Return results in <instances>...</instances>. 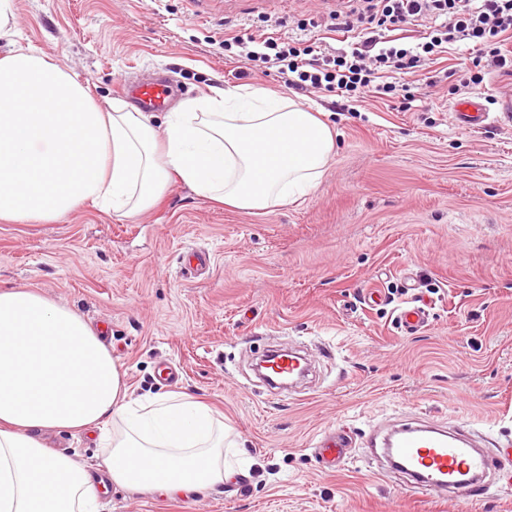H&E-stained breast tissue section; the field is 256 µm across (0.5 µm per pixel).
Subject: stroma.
I'll return each instance as SVG.
<instances>
[{"label": "stroma", "instance_id": "35a3bbf8", "mask_svg": "<svg viewBox=\"0 0 512 512\" xmlns=\"http://www.w3.org/2000/svg\"><path fill=\"white\" fill-rule=\"evenodd\" d=\"M17 40L87 83L100 102L119 80L165 77L176 101L241 86L287 90L275 69L226 56L255 29L339 48L334 0H14ZM410 109L370 98L297 96L321 113L335 149L318 185L259 212L181 182L128 218L81 206L50 223L0 222V289L21 287L75 310L106 342L133 397L175 390L233 429L246 461L224 486L169 496L108 486L101 512H512V488L457 502L408 488L361 461L327 473L313 448L333 425L368 431L421 415L512 439V122L465 130L457 95L409 79ZM412 276L414 290L404 287ZM379 300H370L371 291ZM431 303L407 334L396 316ZM303 341L313 381L256 393L252 362L269 341ZM182 379L168 386L162 364ZM50 450L105 476L93 438L47 430Z\"/></svg>", "mask_w": 512, "mask_h": 512}]
</instances>
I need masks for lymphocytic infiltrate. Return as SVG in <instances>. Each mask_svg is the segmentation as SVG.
<instances>
[{
    "label": "lymphocytic infiltrate",
    "mask_w": 512,
    "mask_h": 512,
    "mask_svg": "<svg viewBox=\"0 0 512 512\" xmlns=\"http://www.w3.org/2000/svg\"><path fill=\"white\" fill-rule=\"evenodd\" d=\"M330 18L348 47L329 52L315 41L260 29L225 38L224 47L246 46V60L276 69L295 93H336L339 112L358 99L399 98L395 75L419 74L451 53L472 58L470 68L445 72L455 92L479 89L489 71L512 75V56L500 48L503 36L512 34V0H337ZM419 26L423 35L403 40V31ZM381 74L389 82L377 83Z\"/></svg>",
    "instance_id": "1"
}]
</instances>
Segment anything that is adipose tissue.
<instances>
[{"label": "adipose tissue", "mask_w": 512, "mask_h": 512, "mask_svg": "<svg viewBox=\"0 0 512 512\" xmlns=\"http://www.w3.org/2000/svg\"><path fill=\"white\" fill-rule=\"evenodd\" d=\"M331 128L292 100L216 89L152 117L102 104L51 57L14 43L0 54V220L54 222L89 203L118 216L153 207L171 181L238 209L297 201L323 173ZM105 444L112 484L179 493L224 483L223 421L173 392L129 395L100 333L69 308L0 290V512H99L85 466L33 432Z\"/></svg>", "instance_id": "obj_1"}]
</instances>
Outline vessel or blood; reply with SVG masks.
<instances>
[{
	"label": "vessel or blood",
	"mask_w": 512,
	"mask_h": 512,
	"mask_svg": "<svg viewBox=\"0 0 512 512\" xmlns=\"http://www.w3.org/2000/svg\"><path fill=\"white\" fill-rule=\"evenodd\" d=\"M122 94L134 96L146 109L162 108L171 88L165 82L122 85ZM512 116V98L498 101L497 112H489L481 97L459 100L453 107L454 123L464 129H482ZM397 322L402 331L415 333L429 323L427 303L403 307ZM351 437L343 430L332 431L322 439L315 453L323 470L346 466L351 458ZM365 463L400 460L399 470L414 490L434 493L456 500H472L489 493L493 484L512 485V443L500 445L498 454L478 447L470 429H446L424 421L403 423L378 432L362 453Z\"/></svg>",
	"instance_id": "obj_1"
}]
</instances>
